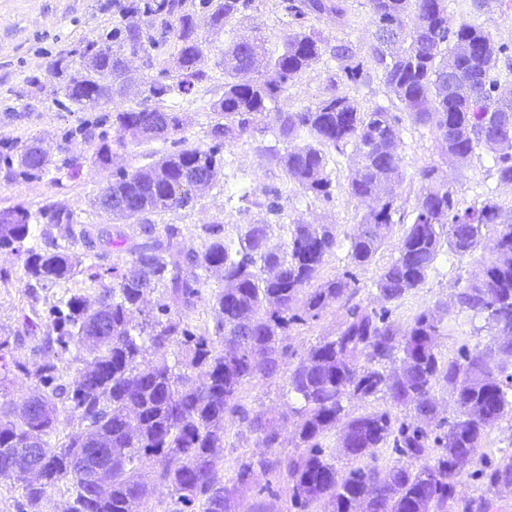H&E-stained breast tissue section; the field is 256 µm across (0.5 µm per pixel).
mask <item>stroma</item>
<instances>
[{"label": "stroma", "instance_id": "1", "mask_svg": "<svg viewBox=\"0 0 512 512\" xmlns=\"http://www.w3.org/2000/svg\"><path fill=\"white\" fill-rule=\"evenodd\" d=\"M133 0H0V210L22 203L31 210L43 204L56 203L76 210L82 221L104 226L106 216L97 213L92 202L99 190L112 178L116 167L136 169L149 165L163 155L185 147H208V130L214 122L210 110L212 102L224 94V72L216 68L215 60L231 41L233 32L257 29L268 52L282 49L287 31L286 18L280 0H254L253 7L240 21L220 31L207 32L210 50L201 63L211 79L206 94L181 98L178 111L189 116L190 122L181 133V143L173 140H154L138 145L115 148L111 166L98 167L84 162L77 178L66 172H52L39 180L12 179L7 175L3 156L15 155L17 145L37 141L47 148L53 159H62L65 153L89 154L90 149L81 137H69V130L84 126L90 132L115 138L112 113L117 108L134 106L141 98L139 87H132L125 98L101 105L92 112L77 111L75 106L57 102L52 94L58 80L53 62L67 50L75 48L84 39L108 33L113 27L143 22L142 14L130 12ZM448 13L452 21L476 14L479 23L496 40L512 44V9L493 8L474 12L472 0H450ZM332 39L345 38L360 49H367L375 30V19L367 0H349L346 26L339 27L321 21L317 24ZM329 62L318 63L313 70L289 83L278 97L276 105L285 112L312 104L326 93V72ZM274 133H264L261 142L240 141L224 150V176L215 185L201 191L189 207L151 215L157 227L179 225L186 247L198 249L204 243L201 225L211 222L223 224L224 233L235 236L240 225L264 220L270 226L271 245L286 240V227L296 220L312 224H333L340 241L321 271L331 278L347 267L348 243L363 212L345 190L348 176L356 164L354 155L334 157L332 178L336 185L335 199L322 205L305 198L290 180L283 168L269 155L270 150H283ZM404 181L399 191L407 201H414L420 189L417 173L423 166H442L448 179L458 182L467 200L487 194L507 209L512 208V187L497 183L487 170L485 159L476 157L463 167L444 163L432 134L425 128L406 126L399 146ZM249 190L256 199L265 192L278 191L283 210L269 215L264 210L241 202L242 190ZM474 262L473 257L440 258L421 288L412 290L402 300L391 304L394 319L405 322L417 312L431 307L436 301L451 299L456 281ZM59 296L32 300L22 279V261L8 250H0V338L8 340L11 355L27 366L51 359L60 370L72 371L83 367L88 359L85 350L70 348L63 354L47 355L41 349V339L50 330L49 309L58 304ZM35 321L34 330L23 327L24 318ZM344 313L337 305L327 307L319 320L292 326L288 336L290 353L301 354L303 349L320 339L335 337L342 328ZM283 378H256L245 384L239 394L240 404L249 414H263L279 421L280 448L263 447L259 437L247 433L244 425L235 423L228 428L224 456V484L230 492L232 512H296L288 492L285 473L255 471L247 485H239L236 471L241 461L266 456L269 458L294 453L293 424L287 420L288 398L283 393Z\"/></svg>", "mask_w": 512, "mask_h": 512}]
</instances>
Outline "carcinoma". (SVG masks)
Segmentation results:
<instances>
[{"label": "carcinoma", "instance_id": "carcinoma-1", "mask_svg": "<svg viewBox=\"0 0 512 512\" xmlns=\"http://www.w3.org/2000/svg\"><path fill=\"white\" fill-rule=\"evenodd\" d=\"M163 9L144 4L145 27L128 25L104 40H88L79 50L57 58L53 66L59 93L77 107L94 108L120 95L126 81L123 54L132 49L150 66L161 64V79L141 81L143 100L112 116L116 143L168 139L184 130L185 120L168 102L198 91L211 76L198 67L207 38L199 33L185 0H163ZM252 0H205L207 24L222 29L250 7ZM376 29L367 53L348 39L334 41L310 20L347 23L348 0H281L288 17L282 51L270 54L255 35L234 36L215 66L224 70V96L210 109L220 121L211 125L214 145L163 156L133 171L120 169L112 185L93 201L114 224H140L141 242L128 248L130 271L112 267L99 272L86 260L97 258L98 245L118 244V229H91L71 208L52 204L37 212L17 204L0 210V249L22 259L25 288L32 297L52 293L87 274L99 283L94 298L72 292L67 312L52 321L56 335L43 339V350L73 345L89 351L90 360L57 383L58 367L44 362L30 369L16 361L0 341V390L13 371L34 382L20 404H0V480L27 437L40 436L37 464L43 484L63 485L67 512H153L140 470L149 462L157 479L171 488L173 512H228L224 470L227 428L238 421L260 436L266 448L280 445V430L262 415L249 416L237 402L242 386L254 378L285 375L288 418L295 424L298 454L242 462L236 478L246 482L254 469L279 468L288 477L291 500L300 509L325 501L331 512H489L492 503L460 499L455 471L458 457L474 459L489 432L512 423V209L487 196L472 202L435 166L418 171L422 183L412 206L396 187L404 173L401 156L390 145L401 143L403 122L423 126L434 135L448 160L470 163L479 149L489 152L488 171L512 187V83L497 76L499 63L512 72V47L498 43L482 25L462 20L448 28V0H368ZM172 39L176 54L162 63L150 30ZM398 42L394 55L390 44ZM336 62L327 78V94L297 111L274 107L288 83L313 69L324 56ZM370 62L400 104L364 111L338 92L345 82L358 85ZM469 85L457 95L455 82ZM272 131L287 144L273 157L306 197L329 204L333 180L327 154L352 152L360 166L348 177L347 192L365 212L348 236L350 269L320 279L325 258L335 252L334 224L297 220L287 227L286 242L272 248L266 221L242 225L227 240L220 223L204 224L203 249L188 248L182 229L168 224L157 231L148 216L190 206L202 186L224 175L221 148ZM92 163L112 164V144L93 143ZM72 174L82 163L68 156L57 163L38 151V143L21 146L10 175L38 178L60 167ZM402 232L396 256L380 268L374 282L380 308L355 302L352 269L368 266ZM60 228L68 244L49 242L46 249L28 245ZM82 245L84 251L75 250ZM484 251L457 282L452 303L437 301L409 322L391 319L388 305L423 286L444 254L463 258ZM220 275L224 287L210 295L212 328L199 335L184 317L203 299L208 274ZM112 284L104 283V276ZM161 292L158 312L147 297ZM346 313L342 330L303 351L284 365L283 342L291 326L317 319L331 304ZM463 317L472 332H490V342L464 357L445 359L437 338L448 312ZM483 325H473L475 320ZM399 363V371L387 368ZM454 399L453 420L439 417L437 391ZM382 400L387 407L352 415V401ZM405 411L401 419L392 410ZM79 430L60 435V416ZM335 434V445L320 439ZM392 446L400 461L388 469L376 465L377 450ZM347 460L340 469L336 456ZM370 460L363 467L353 463ZM104 461L112 466L108 493L98 492L87 472ZM488 485H512V456L500 457ZM29 512H41L44 489L22 484Z\"/></svg>", "mask_w": 512, "mask_h": 512}]
</instances>
